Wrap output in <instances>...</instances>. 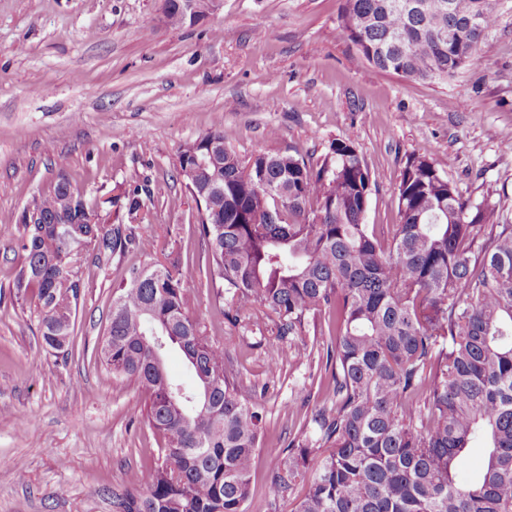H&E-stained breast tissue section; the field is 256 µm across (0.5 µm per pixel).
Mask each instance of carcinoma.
Wrapping results in <instances>:
<instances>
[{
  "instance_id": "1",
  "label": "carcinoma",
  "mask_w": 512,
  "mask_h": 512,
  "mask_svg": "<svg viewBox=\"0 0 512 512\" xmlns=\"http://www.w3.org/2000/svg\"><path fill=\"white\" fill-rule=\"evenodd\" d=\"M340 27L376 69L446 80L477 58L500 0H341ZM178 176L207 243L203 275L238 313L273 317L277 336H321L305 357L331 372L330 410L282 449L268 512H512V224L462 196L434 157L410 156L400 222L364 223L378 176L353 137L313 162L298 146L241 158L217 129L185 144ZM151 195L136 182L91 199L60 175L17 221V297L34 298L45 345L73 344L88 251L137 248ZM178 350L193 374L168 375ZM98 357L146 395L161 462L112 488V512H246L264 414L224 344L189 314L178 262L129 266L112 285ZM486 442L481 478L460 460Z\"/></svg>"
}]
</instances>
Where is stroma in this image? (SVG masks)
Instances as JSON below:
<instances>
[{
	"mask_svg": "<svg viewBox=\"0 0 512 512\" xmlns=\"http://www.w3.org/2000/svg\"><path fill=\"white\" fill-rule=\"evenodd\" d=\"M340 0H223L173 27L163 0H0V512H112V489L158 461L131 379L113 380L96 343L112 285L127 266L178 253L190 314L224 343L240 382L263 391L267 421L248 512L289 436L334 399L328 377L283 349L261 308L229 323L200 270L205 243L177 175L178 152L223 129L239 156L300 145L312 157L354 137L380 181L365 221H399L396 183L407 158L441 160L474 201L512 224V0L477 60L422 82L368 64L339 26ZM89 194L133 181L153 203L141 247L109 264L86 259L74 349L42 342L33 303L16 299L15 224L59 174Z\"/></svg>",
	"mask_w": 512,
	"mask_h": 512,
	"instance_id": "stroma-1",
	"label": "stroma"
}]
</instances>
